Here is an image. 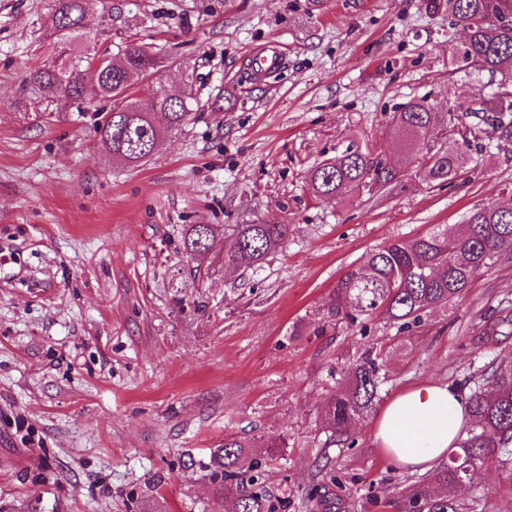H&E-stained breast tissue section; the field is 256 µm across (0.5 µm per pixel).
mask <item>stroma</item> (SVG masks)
<instances>
[{
	"label": "stroma",
	"mask_w": 512,
	"mask_h": 512,
	"mask_svg": "<svg viewBox=\"0 0 512 512\" xmlns=\"http://www.w3.org/2000/svg\"><path fill=\"white\" fill-rule=\"evenodd\" d=\"M52 0H0V512H224L208 462L225 438L283 435L265 488L285 512H312V485L337 477L334 512H392L405 472L373 443L393 396L441 379L483 381L512 361V254L452 306L401 333L328 321L339 277L375 249L512 197V142L433 185L401 183L321 202L306 172L348 144L394 163L393 116L413 98L435 111L491 92L455 58L463 39L422 0H90L96 53L134 42L162 57L163 80L192 92L197 118L137 168L113 164L94 96L54 105L31 71L54 57ZM286 54L252 77L250 53ZM230 106L212 110L217 94ZM290 225L258 267L191 279L184 225L251 218ZM384 360L379 403L327 442L317 415L352 360ZM488 461L461 501L507 512Z\"/></svg>",
	"instance_id": "35a3bbf8"
}]
</instances>
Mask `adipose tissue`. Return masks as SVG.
<instances>
[{
    "instance_id": "ef3b65f1",
    "label": "adipose tissue",
    "mask_w": 512,
    "mask_h": 512,
    "mask_svg": "<svg viewBox=\"0 0 512 512\" xmlns=\"http://www.w3.org/2000/svg\"><path fill=\"white\" fill-rule=\"evenodd\" d=\"M471 424L466 396L433 381L395 396L374 430V443L397 467L430 472L447 460Z\"/></svg>"
}]
</instances>
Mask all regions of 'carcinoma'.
<instances>
[{
    "label": "carcinoma",
    "mask_w": 512,
    "mask_h": 512,
    "mask_svg": "<svg viewBox=\"0 0 512 512\" xmlns=\"http://www.w3.org/2000/svg\"><path fill=\"white\" fill-rule=\"evenodd\" d=\"M428 13L445 8L452 25L466 32L463 60L469 68L498 78L490 97L480 108L460 104L455 111L477 121L469 124V138L454 153L425 146L438 115L423 98L408 101L393 116L405 133L404 155L419 157V169L428 182L439 184L457 177L471 151H483L484 129L491 123L500 140L512 142V27L487 20L490 10L512 11V0H423ZM89 0H54L53 35L60 51L52 62L35 71L32 83L51 102L66 105L83 97L92 85L111 101L108 117L98 124L100 137L112 160L125 167H138L150 157L157 141L166 133L182 129L195 119L188 98L173 99L158 70L155 54L128 44L115 55L88 57L75 52L76 42L88 40L83 33ZM146 79L141 90L151 99L143 112L132 78ZM404 176L402 166L386 163L368 150L349 145L335 157L313 165L307 182L320 201L340 200L365 188H384ZM231 243L217 258L226 269L259 265L281 251L288 242L289 225L253 219L224 227ZM213 231L206 224H188L183 229L182 254L197 261L208 256ZM505 253H512V204L489 203L469 212L462 223L411 239L395 240L370 253L364 263L347 270L333 290L328 315L345 321L367 334L368 322L381 319L404 333L422 322L427 311L446 308L460 298L474 279L491 268ZM384 382L373 353L353 361L336 381L335 390L319 419V429L331 443L352 439L353 424L380 400ZM488 385L474 384L467 394L472 415L467 437L458 451L428 478L401 487L390 502L398 512H480L481 499L461 502L458 491L477 468L494 458L507 473L506 494L512 496V365L499 366L487 377ZM287 447L285 439L260 443L229 437L213 452L209 467L212 481L234 500L237 512H277L272 495L260 482L261 469L244 471L243 458L263 453L274 455Z\"/></svg>",
    "instance_id": "cac0c4a2"
}]
</instances>
